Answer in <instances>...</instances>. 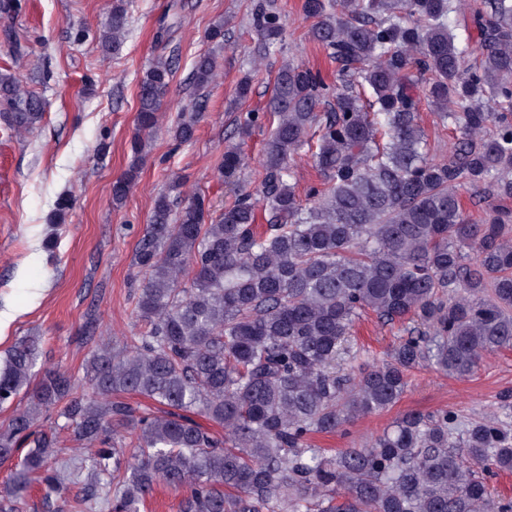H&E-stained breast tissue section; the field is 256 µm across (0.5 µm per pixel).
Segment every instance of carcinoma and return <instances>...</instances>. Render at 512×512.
<instances>
[{
  "instance_id": "cac0c4a2",
  "label": "carcinoma",
  "mask_w": 512,
  "mask_h": 512,
  "mask_svg": "<svg viewBox=\"0 0 512 512\" xmlns=\"http://www.w3.org/2000/svg\"><path fill=\"white\" fill-rule=\"evenodd\" d=\"M303 11L309 37L338 67L335 102L319 73L283 64L261 195L242 191L216 217L201 196L155 199L132 273L145 330L104 339L82 383L58 367L35 373L39 336L9 350L0 462L15 470L0 512H21L34 481L67 512H140L159 485L181 492L178 512H512L479 475L512 472V426L494 414L461 427L452 412L407 413L336 455L311 443L395 405L412 368L466 377L486 353L512 346V210L475 222L459 194L468 186L512 198V0H304ZM127 17L126 0H112L104 51L120 49ZM253 21L257 67L281 39L273 0H259ZM215 67L209 54L194 61L197 90ZM172 76V62L159 60L138 82L133 161L112 183L116 208L137 182ZM423 101L459 132L446 158L430 153ZM0 110L28 131L45 102L0 73ZM259 120L248 113L224 149L225 182L244 166ZM197 122L181 115L171 138L191 141ZM304 149L323 181L305 199L290 165ZM364 310L407 322L406 336L388 360L344 372ZM64 432L94 454L63 456ZM85 473L91 490L68 496Z\"/></svg>"
}]
</instances>
